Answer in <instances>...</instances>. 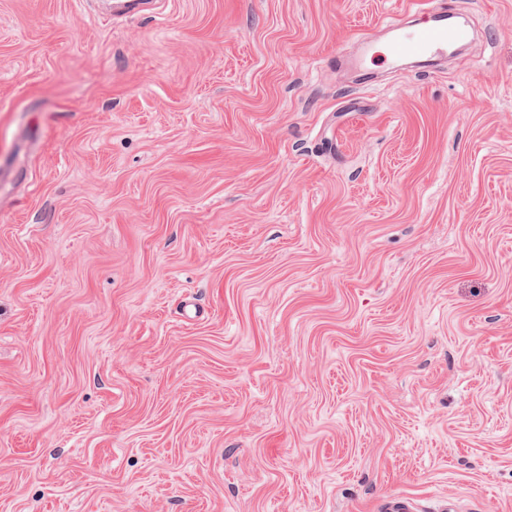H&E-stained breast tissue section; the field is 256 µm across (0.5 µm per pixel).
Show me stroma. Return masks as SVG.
<instances>
[{
  "label": "stroma",
  "mask_w": 512,
  "mask_h": 512,
  "mask_svg": "<svg viewBox=\"0 0 512 512\" xmlns=\"http://www.w3.org/2000/svg\"><path fill=\"white\" fill-rule=\"evenodd\" d=\"M0 0V512H512V0ZM424 15L426 19L412 26L406 25L404 19L388 26L390 41L384 47L366 45L356 63L364 68L374 60L381 58L387 64H397L404 57L413 56L424 59L447 55L448 46L467 42L472 35L469 26L453 20L448 9L430 2ZM383 58V59H382Z\"/></svg>",
  "instance_id": "35a3bbf8"
}]
</instances>
